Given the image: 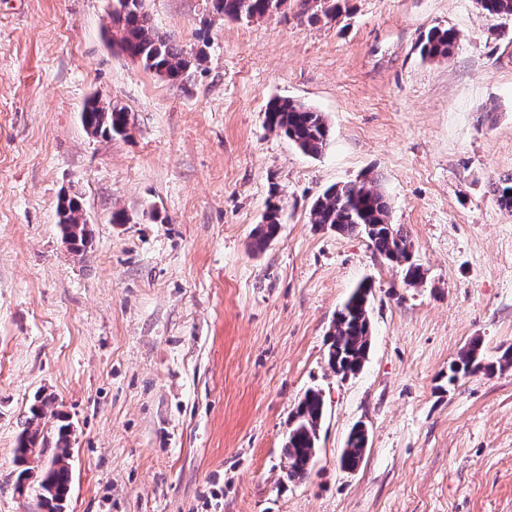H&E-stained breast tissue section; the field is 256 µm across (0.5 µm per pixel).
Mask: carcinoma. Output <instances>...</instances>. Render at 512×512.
<instances>
[{"mask_svg": "<svg viewBox=\"0 0 512 512\" xmlns=\"http://www.w3.org/2000/svg\"><path fill=\"white\" fill-rule=\"evenodd\" d=\"M212 12L228 20H251L278 15L288 0H206ZM486 16H512V0H477ZM303 13L311 19L323 15L336 16L340 4L336 0H302ZM112 27L108 29L112 47L138 62L144 69L168 80H176L189 65L183 51L162 35L153 25L145 8V0H112L110 14ZM458 34L452 28L432 27L419 42L420 55L428 60H446L453 54ZM131 114L124 106L108 108L96 99L89 100L81 112V123L86 132L95 137L110 139L127 133ZM266 122L270 129L282 133L303 154L317 157L329 145L330 128L324 115L311 107L285 99H273L266 107ZM498 203L512 209V176L502 180L493 189ZM59 228L62 239L80 251L89 244L86 220L80 202L63 195L58 201ZM311 223L327 226L338 233L362 234L375 253L384 261L403 267L404 283L416 286L423 282L422 266L411 261L410 241L402 229L390 222L389 205L377 179L364 178L359 182L332 185L314 201ZM281 224L280 209L270 205L253 234V247L265 248L276 237ZM371 286L361 283L336 311L334 332L328 338L327 363L337 373L359 372L368 358L370 322L368 304L364 296ZM512 365V350L506 349L497 363L485 362L481 339L471 340L458 360L449 368V382L479 372L492 374L496 368ZM51 402L36 401L21 421V431L15 448V463L21 467L14 486L20 496L36 501L41 509L40 495L49 490L59 497H67L72 483L70 463L71 424L59 412L50 409ZM324 413L320 391L310 389L299 402L288 430L284 446L288 459V479L307 477L316 454L319 431ZM55 418L58 425L51 432L44 431L46 420ZM366 447L364 437L349 433L346 448L339 459L340 467L355 470L362 463ZM44 462L39 480L24 486L22 476L32 470L30 462Z\"/></svg>", "mask_w": 512, "mask_h": 512, "instance_id": "1", "label": "carcinoma"}]
</instances>
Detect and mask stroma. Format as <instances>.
Masks as SVG:
<instances>
[{
	"instance_id": "stroma-1",
	"label": "stroma",
	"mask_w": 512,
	"mask_h": 512,
	"mask_svg": "<svg viewBox=\"0 0 512 512\" xmlns=\"http://www.w3.org/2000/svg\"><path fill=\"white\" fill-rule=\"evenodd\" d=\"M145 7L191 59L179 80L108 44V0H0V512H36L14 449L42 396L73 427L66 512H512V366L448 380L473 338L490 361L512 349V211L493 194L512 175V17L476 0H343L319 20ZM435 26L458 34L450 59L419 54ZM92 98L129 109L126 136L85 131ZM273 98L323 113L321 156L268 128ZM366 176L417 286L311 221L326 187ZM271 202L283 224L256 252ZM365 279L370 351L343 379L328 334ZM310 389L324 417L297 482L283 448ZM58 216L62 239L74 250H84L89 238L80 202L75 197L63 195L58 201ZM353 427L348 435L346 448L343 449L339 459L340 467L342 469L356 470L362 463L366 451L364 446V437L355 434Z\"/></svg>"
}]
</instances>
